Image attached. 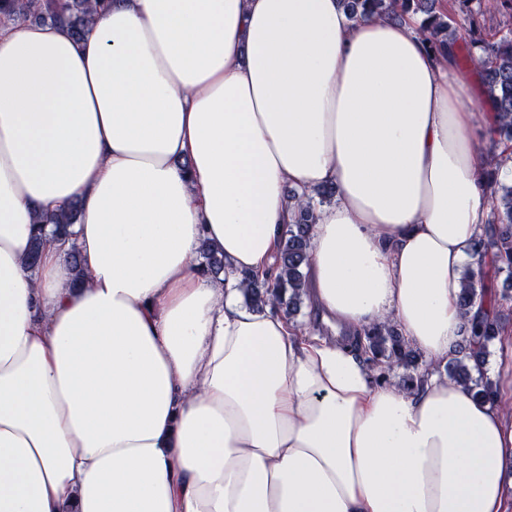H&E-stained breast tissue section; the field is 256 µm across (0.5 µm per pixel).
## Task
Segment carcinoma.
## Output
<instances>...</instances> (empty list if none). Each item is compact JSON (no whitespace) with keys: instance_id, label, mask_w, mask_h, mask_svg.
<instances>
[{"instance_id":"cac0c4a2","label":"carcinoma","mask_w":512,"mask_h":512,"mask_svg":"<svg viewBox=\"0 0 512 512\" xmlns=\"http://www.w3.org/2000/svg\"><path fill=\"white\" fill-rule=\"evenodd\" d=\"M347 12L353 16L373 15L399 22L406 15L421 17L420 30L429 49L441 55L448 44H455L467 32L469 41L463 45L468 62L481 61V82L486 98L494 112L491 129L493 141H512V0H493V9L509 19L504 28L492 38L478 34L481 8L472 3L482 0H460L461 18L445 14L437 7L439 0H341ZM108 0H0V25L20 26L32 21H53L66 24L72 34L81 39L87 31L91 17L106 11ZM489 180L491 228L474 244L477 254L493 251L495 273H505L512 279V180H501L495 167L486 171ZM336 187L322 186L314 189L307 200L298 204L294 223L287 225L278 264L264 281L249 275L239 281L245 303L252 309H260L271 302L289 318L300 312L304 294L303 268L309 259L310 231L316 223V206L331 200ZM80 208L74 203L67 210L42 216L41 222L52 225L54 235L65 241L74 236L73 225L79 220ZM203 258V271L214 279L225 273L224 255L203 241L199 246ZM482 273L467 270L463 275L460 306L467 311L477 301L492 292ZM501 314L485 317L471 323L475 336L488 344L499 335ZM355 350L364 354V363L378 372L382 379L389 378L395 367H403L409 373L402 377L401 385L412 386L421 379L418 370V353L406 342L404 336L392 325L373 326L363 333L355 344ZM486 351H467L461 346L448 361V377L473 391L481 398L492 394L490 382L483 379Z\"/></svg>"}]
</instances>
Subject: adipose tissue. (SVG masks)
<instances>
[{"instance_id": "ef3b65f1", "label": "adipose tissue", "mask_w": 512, "mask_h": 512, "mask_svg": "<svg viewBox=\"0 0 512 512\" xmlns=\"http://www.w3.org/2000/svg\"><path fill=\"white\" fill-rule=\"evenodd\" d=\"M419 24L110 0L81 40L0 26V512H512V355L482 401L346 343L392 324L435 366L491 312L459 296L492 261L493 114ZM328 184L304 291L332 331L308 336L238 283L270 270L289 192ZM74 200L79 284L37 222ZM199 253L203 258L201 266L203 271L214 279H220L221 275L226 274L224 265V256L212 249L207 242H201Z\"/></svg>"}]
</instances>
